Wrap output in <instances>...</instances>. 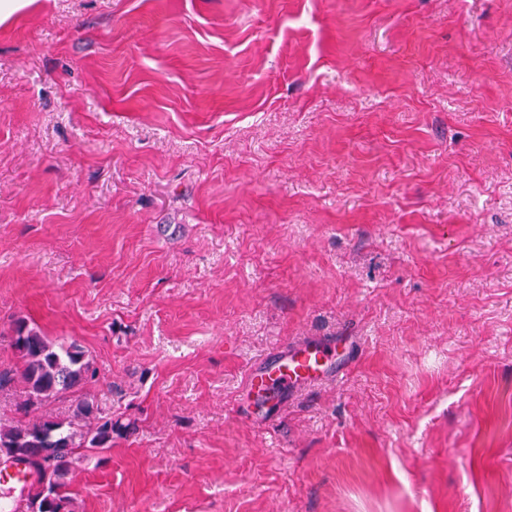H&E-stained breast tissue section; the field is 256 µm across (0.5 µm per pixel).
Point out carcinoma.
Wrapping results in <instances>:
<instances>
[{"label": "carcinoma", "instance_id": "cac0c4a2", "mask_svg": "<svg viewBox=\"0 0 512 512\" xmlns=\"http://www.w3.org/2000/svg\"><path fill=\"white\" fill-rule=\"evenodd\" d=\"M18 366L0 369V391L20 387L23 418L0 422V464L23 463L32 483L21 512H72L75 463L90 452L112 447L115 435L136 430V421L112 418L109 408L79 394L96 380L93 355L80 345L45 336L24 320L3 336ZM72 397L68 413L46 415L52 402Z\"/></svg>", "mask_w": 512, "mask_h": 512}]
</instances>
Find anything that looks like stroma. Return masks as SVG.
I'll use <instances>...</instances> for the list:
<instances>
[{
    "mask_svg": "<svg viewBox=\"0 0 512 512\" xmlns=\"http://www.w3.org/2000/svg\"><path fill=\"white\" fill-rule=\"evenodd\" d=\"M134 434L73 512H512V0H30L0 333ZM309 340L340 377L263 412ZM339 373L341 366H334L329 347L314 341L273 354L258 366H251L247 387L251 390L276 388L283 392L291 391L328 380Z\"/></svg>",
    "mask_w": 512,
    "mask_h": 512,
    "instance_id": "1",
    "label": "stroma"
}]
</instances>
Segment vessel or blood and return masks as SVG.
<instances>
[{
  "mask_svg": "<svg viewBox=\"0 0 512 512\" xmlns=\"http://www.w3.org/2000/svg\"><path fill=\"white\" fill-rule=\"evenodd\" d=\"M340 371L328 346L314 341L273 354L265 362L251 367L247 386L291 391L333 378Z\"/></svg>",
  "mask_w": 512,
  "mask_h": 512,
  "instance_id": "vessel-or-blood-1",
  "label": "vessel or blood"
}]
</instances>
